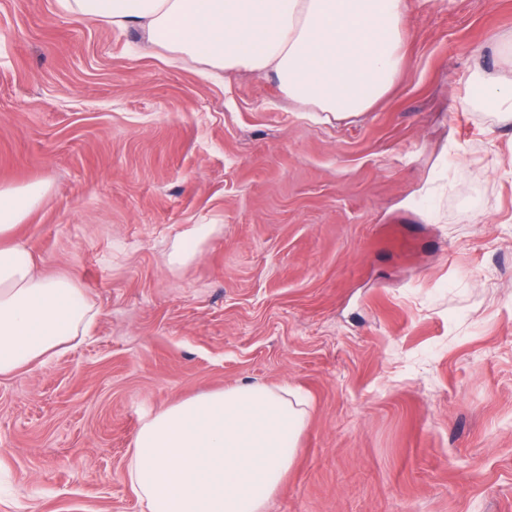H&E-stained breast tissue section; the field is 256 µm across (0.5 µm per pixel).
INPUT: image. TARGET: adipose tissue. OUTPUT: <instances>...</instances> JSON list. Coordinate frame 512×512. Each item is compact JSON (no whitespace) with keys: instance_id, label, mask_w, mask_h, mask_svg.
Returning <instances> with one entry per match:
<instances>
[{"instance_id":"obj_1","label":"adipose tissue","mask_w":512,"mask_h":512,"mask_svg":"<svg viewBox=\"0 0 512 512\" xmlns=\"http://www.w3.org/2000/svg\"><path fill=\"white\" fill-rule=\"evenodd\" d=\"M67 2L213 72L273 75L288 99L337 119L369 111L402 67L403 0ZM489 53L512 63V35L475 50L469 98L510 120L512 77L486 71ZM47 192L43 182L0 189V375L46 362L96 317L76 282L40 272L15 240ZM307 415L303 397L260 383L171 404L137 430L130 487L145 512H266L295 463Z\"/></svg>"}]
</instances>
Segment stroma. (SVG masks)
<instances>
[{"label": "stroma", "mask_w": 512, "mask_h": 512, "mask_svg": "<svg viewBox=\"0 0 512 512\" xmlns=\"http://www.w3.org/2000/svg\"><path fill=\"white\" fill-rule=\"evenodd\" d=\"M508 33L512 0H407L392 88L330 120L0 0V188L48 183L17 237L97 311L0 376V512H142V418L248 382L310 402L268 512H512V123L467 89ZM218 224H197L190 232L192 246L181 243L171 255V262L180 265L194 260L206 242L221 231Z\"/></svg>", "instance_id": "1"}]
</instances>
